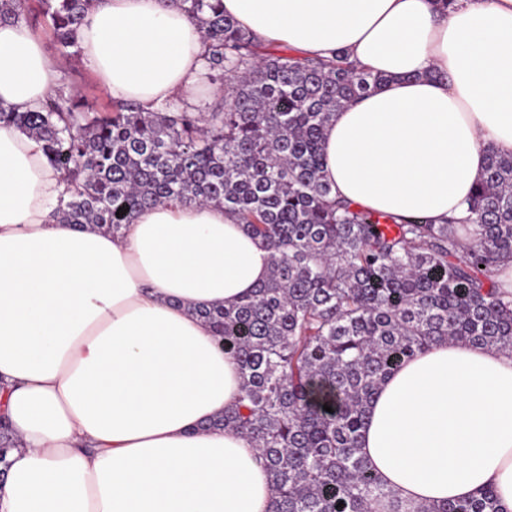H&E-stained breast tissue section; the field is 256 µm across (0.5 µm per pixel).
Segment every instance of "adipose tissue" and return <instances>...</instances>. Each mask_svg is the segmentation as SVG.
<instances>
[{
  "label": "adipose tissue",
  "mask_w": 512,
  "mask_h": 512,
  "mask_svg": "<svg viewBox=\"0 0 512 512\" xmlns=\"http://www.w3.org/2000/svg\"><path fill=\"white\" fill-rule=\"evenodd\" d=\"M223 2L268 43L387 76L326 130L337 197L440 224L465 215L488 149L512 152V0ZM76 39L145 110L200 81L202 32L173 0H98ZM58 76L28 26L0 25V105L36 109ZM63 190L41 141L0 123V415L18 441L0 512H269L255 448L210 425L239 364L191 313L252 294L268 251L215 204H159L117 236L65 224ZM360 452L403 500L491 488L512 512V358L445 342L404 363Z\"/></svg>",
  "instance_id": "adipose-tissue-1"
}]
</instances>
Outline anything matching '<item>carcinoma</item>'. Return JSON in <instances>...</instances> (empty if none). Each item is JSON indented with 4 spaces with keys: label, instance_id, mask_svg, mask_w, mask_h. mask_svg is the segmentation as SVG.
I'll use <instances>...</instances> for the list:
<instances>
[{
    "label": "carcinoma",
    "instance_id": "1",
    "mask_svg": "<svg viewBox=\"0 0 512 512\" xmlns=\"http://www.w3.org/2000/svg\"><path fill=\"white\" fill-rule=\"evenodd\" d=\"M97 2L0 0V24L35 27L40 16L69 58ZM175 3L202 30V79L223 103L85 108L61 64L39 110L0 108V123L38 138L61 174V221L118 235L160 203H213L270 252L253 295L192 308L242 373L239 404L210 425L250 439L270 476V512H503L491 489L403 504L360 455V437L382 383L415 355L463 341L512 356V291L496 281L512 259V154L488 151L464 220L355 209L323 179L322 140L336 112L385 77L342 55L266 53L223 0ZM15 445L1 423L0 463Z\"/></svg>",
    "mask_w": 512,
    "mask_h": 512
}]
</instances>
